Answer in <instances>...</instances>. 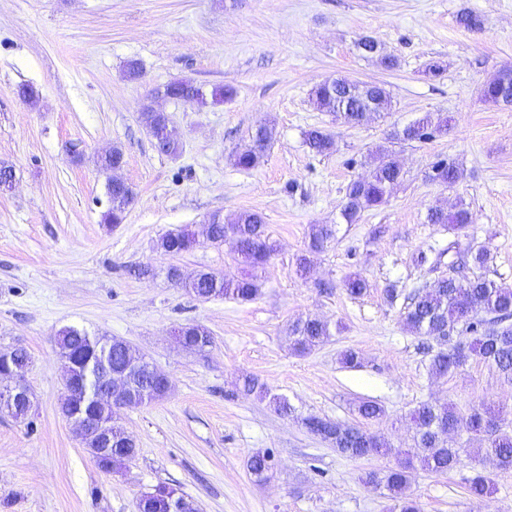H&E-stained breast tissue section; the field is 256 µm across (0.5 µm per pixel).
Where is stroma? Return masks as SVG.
<instances>
[{
    "instance_id": "1",
    "label": "stroma",
    "mask_w": 512,
    "mask_h": 512,
    "mask_svg": "<svg viewBox=\"0 0 512 512\" xmlns=\"http://www.w3.org/2000/svg\"><path fill=\"white\" fill-rule=\"evenodd\" d=\"M463 11L480 16V29L460 26ZM365 35L398 57L396 69L357 52ZM131 60L142 67L135 80L125 75ZM435 62L445 70L432 77ZM505 70L512 0H0V162L15 171L13 189L0 193V347L30 353L34 401L26 420L0 414V512H137L140 493L159 483L201 512H392L387 490L364 478L398 465L419 403H449L463 417L485 405L512 419V382L494 365L473 357L433 378L427 366L440 342L405 327L406 296L438 278L512 285V108L480 97ZM336 77L383 85L391 112L350 126L315 110L313 87ZM176 79L236 94L203 105L157 97ZM24 87L34 100L21 98ZM146 105L179 129V156L155 149L139 120ZM426 112L448 113L447 132L397 143ZM261 125L272 141L256 167L238 168L235 155ZM313 127L332 135V152L305 145ZM381 145L392 146L403 178L383 205L345 223V188ZM115 147L121 169L102 170L98 157ZM441 159L462 173L453 185L428 178ZM115 176L135 192L116 226L104 221ZM459 204L474 218L461 232L428 223L431 210ZM244 210L263 214L275 245L253 301L201 300L167 279L171 265L187 277L241 275L230 244L204 234L211 215ZM314 224L334 225L336 235L312 253ZM184 228L196 247L165 254L161 238ZM482 250L486 265L450 269ZM305 252L311 269L302 276L296 258ZM355 273L367 282L359 296L344 287ZM314 317L328 322L330 339L295 352L289 325ZM186 324L211 331L207 352L174 342L171 330ZM65 326L129 342L172 381L166 398L119 412L138 448L120 472L100 471L60 412L54 338ZM348 349L358 369L344 368ZM275 395L295 416L275 411ZM363 397L382 406L379 418L360 417ZM306 415L360 426L390 449L344 457L301 425ZM456 445V469L414 472L408 493L421 512H512V469L484 461L468 433ZM257 452L271 459L261 483L247 468ZM478 470L493 480L490 495L468 492Z\"/></svg>"
}]
</instances>
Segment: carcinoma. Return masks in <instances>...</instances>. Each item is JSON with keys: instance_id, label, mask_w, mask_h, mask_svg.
<instances>
[{"instance_id": "carcinoma-1", "label": "carcinoma", "mask_w": 512, "mask_h": 512, "mask_svg": "<svg viewBox=\"0 0 512 512\" xmlns=\"http://www.w3.org/2000/svg\"><path fill=\"white\" fill-rule=\"evenodd\" d=\"M364 57L376 59L386 69L399 65L396 56L385 52L382 44L372 36H365L356 45ZM163 93L185 103H206V94L193 84L169 83ZM486 102L512 106V71H502L492 75L481 89ZM373 104L377 113L391 108V96L387 90L372 84L362 91L349 89L346 78L325 80L312 91V104L319 112H329L348 125H358L365 119L362 107ZM143 126L149 134L161 141L159 152L176 156L182 150V140L168 117L161 112H153L145 106L140 113ZM448 127V117L442 113L427 112L413 124L405 127L399 140L404 142L422 141L434 133ZM272 139V130L266 126L256 129L253 147L238 154L235 164L242 169L255 167L265 147ZM307 147L320 155L333 149L330 133L312 128L304 133ZM461 177V171L445 160L432 166L429 179L442 184H453ZM402 178L399 164L393 159V151L379 147L375 165L369 174L351 180L345 191L340 209L341 218L352 224L361 213L377 208L385 203L391 186ZM112 207L106 220L121 224L126 211L133 203L135 193L128 184L109 185ZM430 224H446L458 230L472 223L470 210L462 205L451 212L433 210L427 216ZM212 242L221 244L230 240L235 245L238 260L245 267L240 276H230L214 271H201L195 279L184 281L178 278V269L172 267L168 277L187 293L198 298L224 296L241 301L256 297L260 287V273L265 270L272 253L273 245L265 232V220L256 211H242L233 219H218L210 224ZM334 230L328 224H314L309 232L308 249L322 250L333 238ZM196 246L194 233L182 230L167 234L160 240V248L169 255H179L193 250ZM512 318V286L497 283L485 278L469 279L462 283L453 278H443L431 288H422L411 297L405 317L408 331L417 336H437L449 343L448 350L439 351L429 364V373L435 377H445L448 372L463 366L469 358L479 357L493 365L512 381V325H501ZM465 326L470 340L464 344L453 342L458 326ZM185 340L189 349L205 350L212 346L210 331L202 325L191 324L184 327ZM331 332L328 324L316 319L298 320L288 328V337L295 351L306 353L328 341ZM58 358L80 360L90 350L87 333L74 327H67L57 333L55 339ZM414 428L413 445L406 451L405 461L396 468L381 474L370 472L366 481L374 486L385 487L392 495L399 512H418L416 503L407 495L411 473L420 466L438 474H443L460 464L459 450L454 447L450 436L464 428L466 431L483 436L485 446L479 449L484 458L496 467L512 466V433L502 428L501 419L489 412L475 411L463 420L453 408L446 404L433 405L422 402L410 415ZM304 426L313 434L329 442L341 454L354 459H367L379 455L387 449V443L358 426L344 425L317 416L302 419ZM86 448L95 459L97 468L103 472H118L132 460L136 447L129 444L125 432L112 426V451L101 456L99 451L87 444ZM251 474L259 480L268 477L271 468L270 456L256 453L248 461ZM493 489L489 476L478 474L468 482V491L474 496H483ZM142 512H199V507L185 499L177 490L167 484H158L156 489L140 495Z\"/></svg>"}]
</instances>
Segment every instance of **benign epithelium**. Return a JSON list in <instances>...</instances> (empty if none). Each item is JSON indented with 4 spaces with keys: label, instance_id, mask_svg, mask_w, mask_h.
<instances>
[{
    "label": "benign epithelium",
    "instance_id": "obj_1",
    "mask_svg": "<svg viewBox=\"0 0 512 512\" xmlns=\"http://www.w3.org/2000/svg\"><path fill=\"white\" fill-rule=\"evenodd\" d=\"M91 354L81 361L82 371L74 373L73 365L64 363V389L85 401H106L112 410L127 408L134 398L136 378L142 374L160 383L164 389L170 388L166 375L158 371L144 355L128 344L125 348L126 366L112 369V345L109 336H92ZM30 388L25 378V368L9 366L0 371V404H15L29 400ZM80 432L88 434L91 441L101 446V453L112 447L111 422L99 421L87 414L75 412L66 416Z\"/></svg>",
    "mask_w": 512,
    "mask_h": 512
}]
</instances>
